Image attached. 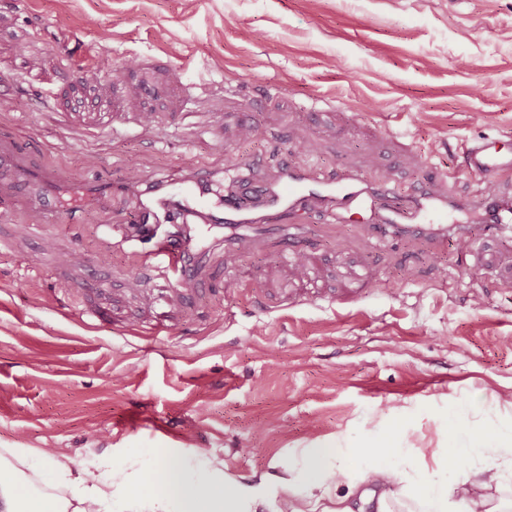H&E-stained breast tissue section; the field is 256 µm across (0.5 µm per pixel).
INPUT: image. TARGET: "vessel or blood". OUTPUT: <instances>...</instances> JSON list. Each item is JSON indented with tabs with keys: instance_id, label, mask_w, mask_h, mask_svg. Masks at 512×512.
<instances>
[{
	"instance_id": "vessel-or-blood-1",
	"label": "vessel or blood",
	"mask_w": 512,
	"mask_h": 512,
	"mask_svg": "<svg viewBox=\"0 0 512 512\" xmlns=\"http://www.w3.org/2000/svg\"><path fill=\"white\" fill-rule=\"evenodd\" d=\"M34 153V148L0 137V197H22L40 224L79 223L87 203L111 208V189L93 183L83 188L80 203H62L57 195L59 174L35 161ZM464 158L468 170L491 177V191L463 204L420 186L405 209L392 205L388 183L369 186L354 175L336 178L286 167L276 181L264 183L243 165H201L184 179L166 178L135 190L137 238L149 240L160 225L174 226L166 249L175 279L172 306L179 315L187 308V295L213 293L223 282V269L209 261L214 245L240 260L273 242L287 263L300 260L314 266L318 257L306 244L310 230L300 217L320 203L334 218L367 206L377 208L378 221L364 234L369 243L422 240L438 254L451 247L461 266L481 272L491 269L492 262L477 227L490 225L498 237L512 238V155L483 139L468 142ZM353 275L356 285L343 296L347 303L360 300L372 285L367 265L356 266Z\"/></svg>"
}]
</instances>
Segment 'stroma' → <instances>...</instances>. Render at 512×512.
I'll use <instances>...</instances> for the list:
<instances>
[{
    "mask_svg": "<svg viewBox=\"0 0 512 512\" xmlns=\"http://www.w3.org/2000/svg\"><path fill=\"white\" fill-rule=\"evenodd\" d=\"M0 79L5 133L75 191L251 159L268 179L286 158L391 181L400 204L423 183L468 201L482 180L463 141L512 145V0H0ZM76 87L109 99L124 132L73 125ZM148 108L164 126L153 143L133 135ZM134 221L116 193L84 223L0 232V448L143 466L206 448L274 512L268 475L318 439L370 446L393 432L407 463L444 457L440 420L512 433V246L488 240L494 266L480 274L450 250L433 262L420 241L367 251L370 211L335 225L313 211L308 245L324 261L301 304L284 305L271 245L179 325L162 265L151 312L131 294L108 323L75 316L66 284L81 271L42 240L97 266L106 291L93 301L108 307L112 289L143 285L135 256L154 245L100 227ZM363 259L375 286L342 303ZM259 288L276 311L260 310Z\"/></svg>",
    "mask_w": 512,
    "mask_h": 512,
    "instance_id": "obj_1",
    "label": "stroma"
}]
</instances>
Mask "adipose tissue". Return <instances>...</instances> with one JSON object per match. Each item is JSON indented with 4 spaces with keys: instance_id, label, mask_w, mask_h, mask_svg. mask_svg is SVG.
Here are the masks:
<instances>
[{
    "instance_id": "adipose-tissue-1",
    "label": "adipose tissue",
    "mask_w": 512,
    "mask_h": 512,
    "mask_svg": "<svg viewBox=\"0 0 512 512\" xmlns=\"http://www.w3.org/2000/svg\"><path fill=\"white\" fill-rule=\"evenodd\" d=\"M450 446L435 460L454 482H414L395 460L392 437L373 446L322 441L276 478L280 512H503L512 490V433L494 435L462 421L439 422ZM466 445H457L458 436ZM252 488L226 478L204 451L194 462L162 458L158 468L79 465L53 450L0 448V512H258Z\"/></svg>"
}]
</instances>
